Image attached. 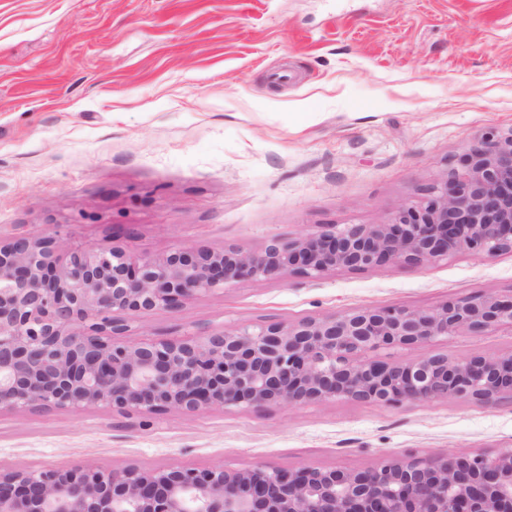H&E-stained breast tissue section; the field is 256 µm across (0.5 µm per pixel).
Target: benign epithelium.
Returning a JSON list of instances; mask_svg holds the SVG:
<instances>
[{
  "label": "benign epithelium",
  "mask_w": 512,
  "mask_h": 512,
  "mask_svg": "<svg viewBox=\"0 0 512 512\" xmlns=\"http://www.w3.org/2000/svg\"><path fill=\"white\" fill-rule=\"evenodd\" d=\"M512 251V129L489 130L426 196L379 224H327L261 251L176 250L136 257L52 236L0 242V410L32 405L119 413L299 405L391 406L441 398L512 399V353L387 360L385 349L512 328V294L430 309L368 307L294 324L122 343L126 318L174 312L241 279ZM0 512H512V450L387 458L363 470L93 463L0 468Z\"/></svg>",
  "instance_id": "benign-epithelium-1"
}]
</instances>
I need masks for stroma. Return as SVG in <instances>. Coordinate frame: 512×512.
Segmentation results:
<instances>
[{"instance_id": "stroma-1", "label": "stroma", "mask_w": 512, "mask_h": 512, "mask_svg": "<svg viewBox=\"0 0 512 512\" xmlns=\"http://www.w3.org/2000/svg\"><path fill=\"white\" fill-rule=\"evenodd\" d=\"M512 128V0H0V240L145 257L377 224ZM512 293V253L244 279L127 341ZM512 352V328L390 351ZM512 449V401L0 411V467L363 470Z\"/></svg>"}]
</instances>
